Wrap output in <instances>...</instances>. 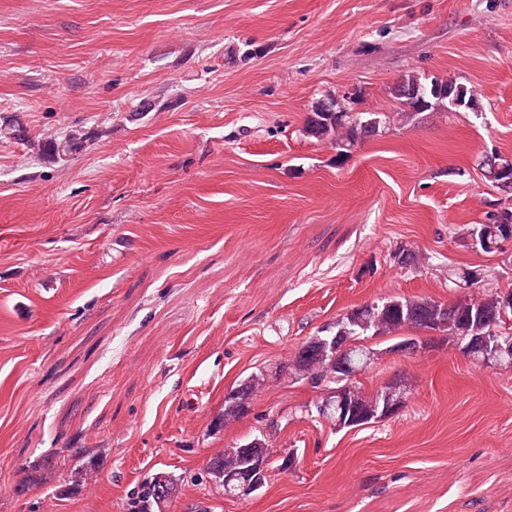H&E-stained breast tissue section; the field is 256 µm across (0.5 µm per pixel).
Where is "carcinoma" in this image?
Wrapping results in <instances>:
<instances>
[{
  "label": "carcinoma",
  "instance_id": "obj_1",
  "mask_svg": "<svg viewBox=\"0 0 512 512\" xmlns=\"http://www.w3.org/2000/svg\"><path fill=\"white\" fill-rule=\"evenodd\" d=\"M406 105L411 111L419 114L423 110L448 105L454 109L446 96L426 95L420 99L416 96L405 97ZM366 121L359 115H352L336 101L327 102V111H312L306 118V133L318 140L335 138L338 156L342 157L359 141L375 135V132L364 131ZM87 138L77 133L64 137L49 138L42 141V150L49 156L65 157L80 152L85 147ZM499 170L492 165H485V173L491 182L512 178V157L495 154ZM512 230V206L498 205L486 212L485 221L479 224H468L462 229L461 236L469 239L473 245L485 253L498 250V243L505 232ZM502 292L486 289L476 298H466L445 307V304L428 299L397 298L381 303L366 304L353 310L354 316H344L336 321V331L348 337L352 343L349 363L360 375L371 367L373 350L360 344L359 337L372 333L374 336L396 333L403 328H418L425 320L437 322L436 330L444 333L445 339L452 344L468 341L471 332L487 337L490 348L495 350L493 360L499 368H512V345L507 341L512 338V312L505 320L500 315ZM326 346L319 342L311 346V360L307 361L302 354L281 369L289 370L293 376L307 377L313 384L327 382L334 385V391L320 401L317 413L334 422L336 427L345 428L342 422L341 409L337 407V392L347 383L348 378L336 372L328 364V357L323 355ZM397 399L386 386L374 395L365 394L361 388H355L354 407L358 415L364 417L362 424H368L382 418L384 406ZM247 454L241 446L224 450V454L212 459L206 474L219 486H224V472H231L246 466ZM178 490L177 479L165 473H156L146 478L140 490L129 501V512H166L168 502Z\"/></svg>",
  "mask_w": 512,
  "mask_h": 512
}]
</instances>
